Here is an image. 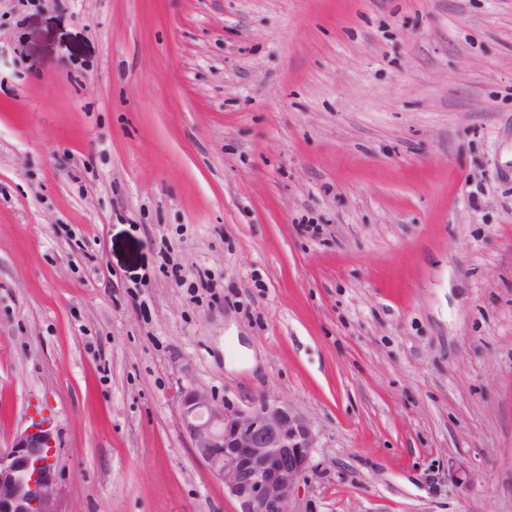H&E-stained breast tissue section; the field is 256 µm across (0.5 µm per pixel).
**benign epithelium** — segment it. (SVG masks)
<instances>
[{"label": "benign epithelium", "instance_id": "7a95c632", "mask_svg": "<svg viewBox=\"0 0 512 512\" xmlns=\"http://www.w3.org/2000/svg\"><path fill=\"white\" fill-rule=\"evenodd\" d=\"M178 416L191 448L224 484L238 512H294L297 481L311 467L316 435L289 403L261 398L247 408L181 389ZM0 512H61L55 442L45 422L0 448Z\"/></svg>", "mask_w": 512, "mask_h": 512}]
</instances>
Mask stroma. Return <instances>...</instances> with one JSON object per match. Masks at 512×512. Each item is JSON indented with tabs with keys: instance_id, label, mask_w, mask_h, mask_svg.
Returning <instances> with one entry per match:
<instances>
[{
	"instance_id": "35a3bbf8",
	"label": "stroma",
	"mask_w": 512,
	"mask_h": 512,
	"mask_svg": "<svg viewBox=\"0 0 512 512\" xmlns=\"http://www.w3.org/2000/svg\"><path fill=\"white\" fill-rule=\"evenodd\" d=\"M190 384L307 418L296 512H512V0H0V448L236 512Z\"/></svg>"
}]
</instances>
